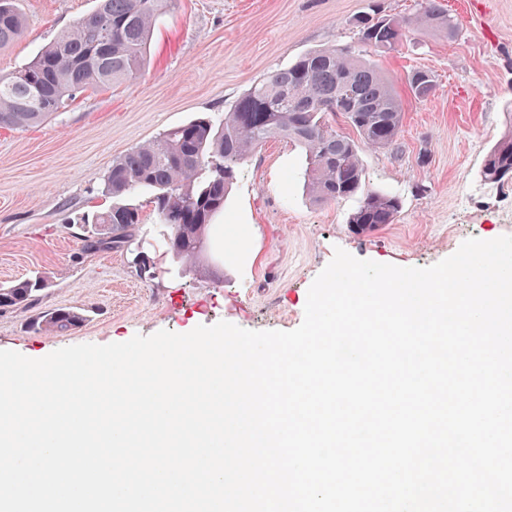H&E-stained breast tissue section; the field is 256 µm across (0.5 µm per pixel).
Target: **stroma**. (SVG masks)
<instances>
[{
    "mask_svg": "<svg viewBox=\"0 0 512 512\" xmlns=\"http://www.w3.org/2000/svg\"><path fill=\"white\" fill-rule=\"evenodd\" d=\"M462 22L455 39L426 28L373 61L402 101L398 141L364 149L363 192L400 196L395 223L362 235L347 217L361 194L317 203L302 150L271 138L244 160L203 239L199 265L176 262L144 196V222L129 249L86 252L80 217L108 209L101 187L113 160L164 131L224 112L299 56L357 42L353 22L380 4L413 13L417 0H178L157 21L137 78L80 94L40 125L0 128V286L43 276L35 311L72 308L83 324L36 329L35 311H0V350L32 359L70 345L125 342L161 330L184 334L227 321L248 330L297 328L307 292L342 248L356 258L428 267L471 237L512 235V188L484 184L480 169L507 131L512 105V0H436ZM23 35L0 49V76L93 8V0H20ZM435 80L414 98L406 77ZM151 264L143 277L133 258ZM407 83L414 97L418 99L428 98L436 89L432 76L424 70H414L408 74Z\"/></svg>",
    "mask_w": 512,
    "mask_h": 512,
    "instance_id": "1",
    "label": "stroma"
}]
</instances>
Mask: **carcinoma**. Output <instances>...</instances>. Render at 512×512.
I'll use <instances>...</instances> for the list:
<instances>
[{
	"mask_svg": "<svg viewBox=\"0 0 512 512\" xmlns=\"http://www.w3.org/2000/svg\"><path fill=\"white\" fill-rule=\"evenodd\" d=\"M94 9L69 31L45 45L28 64L0 77V127L37 125L66 107L76 94L135 78L145 67L156 17L178 0H95ZM112 23V36L104 25ZM358 42L316 50L277 70L240 97L224 114L173 127L148 144L112 162L102 193L122 198L149 192L148 203L160 223L171 230L176 256L192 261L204 232L224 208L239 165L261 143L283 137L305 151L308 194L320 203L356 194L364 173L362 147L394 145L402 127V104L389 80L366 53L397 50L416 27L453 38L456 16L435 0H420L407 16L380 8L355 20ZM25 18L16 0H0V49L21 37ZM414 97L431 96L436 84L424 70L407 76ZM347 95L352 110L344 113L358 138L336 130V101ZM511 128L487 153L481 177L500 187L512 183ZM399 197L371 191L348 217L356 233L374 231L396 221ZM86 252L122 251L143 223L141 210L114 205L81 217ZM44 288L42 277L0 288V310H28ZM84 316L68 308L44 311L33 325L45 332L66 333Z\"/></svg>",
	"mask_w": 512,
	"mask_h": 512,
	"instance_id": "carcinoma-1",
	"label": "carcinoma"
}]
</instances>
